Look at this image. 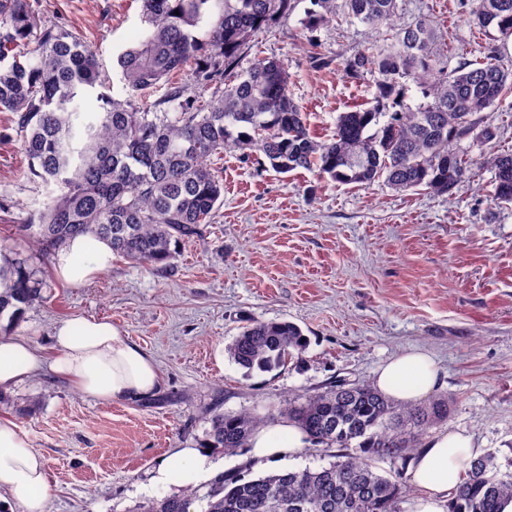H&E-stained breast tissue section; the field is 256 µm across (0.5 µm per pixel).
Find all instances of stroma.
<instances>
[{
	"instance_id": "35a3bbf8",
	"label": "stroma",
	"mask_w": 512,
	"mask_h": 512,
	"mask_svg": "<svg viewBox=\"0 0 512 512\" xmlns=\"http://www.w3.org/2000/svg\"><path fill=\"white\" fill-rule=\"evenodd\" d=\"M396 25L434 24L449 65L483 60L493 43L467 19V0H398ZM45 24L93 46L104 87L124 98L116 59L140 40L138 0H38ZM311 0L254 32L241 67L269 57L288 66L289 92L317 137L339 113L372 100L376 78L353 79L344 63L375 44L363 24L309 27ZM484 120L495 133L471 146L453 195L398 192L380 182L354 187L298 169L279 174L229 150L214 165L224 203L186 241L170 271L114 258L81 285L61 283L47 261L31 264L42 298L6 334L48 347L70 315L109 319L155 361L154 394L104 404L48 368L0 397L49 472L47 512H135L163 497L149 478L173 449L204 445L208 408L248 412L259 428L288 419L293 401L336 381L374 383L388 359L417 348L440 370L434 397L447 419L418 435L467 430L500 466L512 464V206L491 199L492 159L512 149V95ZM51 190L28 172L16 116L0 112V246L27 251L22 224ZM289 321L308 345L298 361L268 371L234 363L228 346L252 320Z\"/></svg>"
}]
</instances>
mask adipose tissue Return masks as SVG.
I'll list each match as a JSON object with an SVG mask.
<instances>
[{"instance_id": "1", "label": "adipose tissue", "mask_w": 512, "mask_h": 512, "mask_svg": "<svg viewBox=\"0 0 512 512\" xmlns=\"http://www.w3.org/2000/svg\"><path fill=\"white\" fill-rule=\"evenodd\" d=\"M111 266V246L90 235L73 238L51 263L53 275L67 285L91 281ZM43 366L80 393L107 404L151 394L161 383L154 360L103 318L61 319L50 347L40 350L24 337L0 335V391L25 381ZM438 384L433 361L421 351L390 359L375 378L379 391L404 403L418 401ZM309 444L296 426L283 424L256 432L246 454L278 465ZM482 453L467 431L431 436L407 471L411 485L421 492L416 512H447L451 492L465 477L466 461ZM215 467L206 449L178 448L154 468L150 482L163 489L194 488L206 482ZM49 490V475L26 434L11 418L0 417V502L16 504L22 512H45Z\"/></svg>"}]
</instances>
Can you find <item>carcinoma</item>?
Segmentation results:
<instances>
[{
  "mask_svg": "<svg viewBox=\"0 0 512 512\" xmlns=\"http://www.w3.org/2000/svg\"><path fill=\"white\" fill-rule=\"evenodd\" d=\"M221 8L203 38L193 29L211 12V0H142L143 38L117 57L127 97L102 99L85 110L84 92L101 83L95 51L72 33L42 24L35 0H0V112L17 116L30 173L58 187L23 232L36 255L49 258L76 236L91 234L116 257L155 270L172 268L180 245L196 236L224 200V183L209 167L227 150L261 154L287 174L316 171L342 184L381 181L395 191L451 195L464 182L469 159L459 142L494 139L482 126L487 109L512 94V68L500 61L465 58L448 68L432 23L421 18L397 27L398 0H311L310 26L358 20L381 34L372 47L346 61L353 78L378 75L377 95L336 119L331 138L317 140L288 90V70L258 59L204 102L174 87L163 103L176 111L151 112L138 95L202 58L194 82L206 85L238 59L250 34L298 0H219ZM469 18L492 39L512 38V0H469ZM35 46L21 55L18 49ZM424 101L404 103L407 83ZM497 204H512V150L493 158ZM43 281L27 257L0 263V317L15 321L42 298ZM307 339L288 321L253 320L228 348L231 359L269 370L299 359ZM448 415V401L399 405L375 387L339 381L289 405L288 416L316 444L349 448L319 469L269 474L246 482L221 475L206 489H187L148 501L140 512H405V468L393 475L372 459L406 461L416 428ZM208 447L233 452L248 446L257 420L249 413L209 407ZM512 499V471L492 455L467 463L448 512H499Z\"/></svg>",
  "mask_w": 512,
  "mask_h": 512,
  "instance_id": "cac0c4a2",
  "label": "carcinoma"
}]
</instances>
